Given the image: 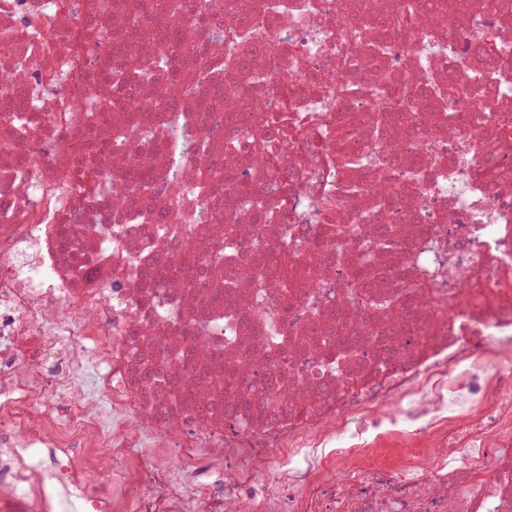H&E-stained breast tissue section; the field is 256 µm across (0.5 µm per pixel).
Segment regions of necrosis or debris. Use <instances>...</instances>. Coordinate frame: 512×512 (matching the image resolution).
<instances>
[{
	"mask_svg": "<svg viewBox=\"0 0 512 512\" xmlns=\"http://www.w3.org/2000/svg\"><path fill=\"white\" fill-rule=\"evenodd\" d=\"M405 2L221 0L244 20L235 46L187 18L213 91L178 108L245 126L183 152L163 113L139 112L153 139L120 147L89 115L91 97L122 104L109 64L149 62L114 57L122 10L92 27L87 0H0V512H512V0H429L383 36ZM100 143L99 184L147 170L145 204L84 191ZM215 162L236 177L200 197ZM284 246L295 262L265 266ZM355 264L368 287H349ZM157 267L170 277L147 283ZM145 363L212 379L132 387ZM100 448L151 481L104 483ZM248 448L267 464L246 479L229 464Z\"/></svg>",
	"mask_w": 512,
	"mask_h": 512,
	"instance_id": "necrosis-or-debris-1",
	"label": "necrosis or debris"
}]
</instances>
